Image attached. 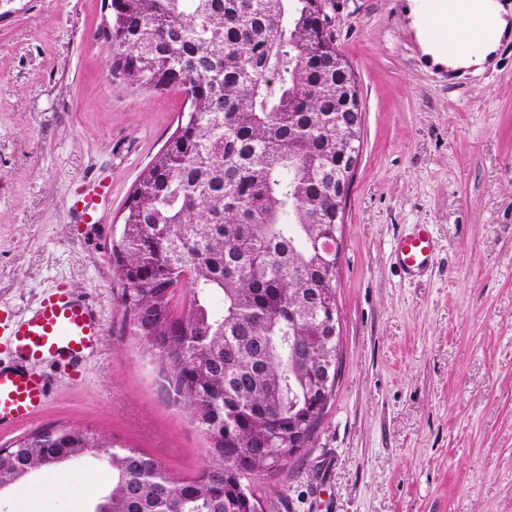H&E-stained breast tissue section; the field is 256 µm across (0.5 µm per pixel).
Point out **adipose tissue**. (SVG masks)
Segmentation results:
<instances>
[{"label": "adipose tissue", "mask_w": 512, "mask_h": 512, "mask_svg": "<svg viewBox=\"0 0 512 512\" xmlns=\"http://www.w3.org/2000/svg\"><path fill=\"white\" fill-rule=\"evenodd\" d=\"M441 2L442 0H408L407 15L426 62L451 69L482 70L493 65L499 46L512 36V10L505 7L503 0H468L469 17L481 22L485 33L480 39L465 45L459 53L451 56L429 34L431 21Z\"/></svg>", "instance_id": "obj_1"}]
</instances>
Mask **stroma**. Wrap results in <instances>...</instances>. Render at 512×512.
I'll return each mask as SVG.
<instances>
[{"label":"stroma","mask_w":512,"mask_h":512,"mask_svg":"<svg viewBox=\"0 0 512 512\" xmlns=\"http://www.w3.org/2000/svg\"><path fill=\"white\" fill-rule=\"evenodd\" d=\"M108 0H17L0 20V308L27 316L67 286L101 329L81 377L39 363L52 423L147 451L192 476L206 441L161 392L119 303L112 238L139 174L187 108L177 88L110 76ZM363 147L336 273L340 358L311 448L256 484L265 512H512V41L481 73L425 65L407 0H334ZM91 195L98 221L75 207ZM437 252L409 278L397 241ZM109 479L70 460L0 493V512H90ZM435 241L427 225L419 224L412 233L400 238L395 247L398 264L410 274H420L433 263Z\"/></svg>","instance_id":"stroma-1"}]
</instances>
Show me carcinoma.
<instances>
[{
    "instance_id": "1",
    "label": "carcinoma",
    "mask_w": 512,
    "mask_h": 512,
    "mask_svg": "<svg viewBox=\"0 0 512 512\" xmlns=\"http://www.w3.org/2000/svg\"><path fill=\"white\" fill-rule=\"evenodd\" d=\"M336 16L310 0H111L110 75L177 86L189 109L126 199L112 261L133 335L206 440L178 475L141 448L47 426L0 448V484L83 457L109 481L91 512H262L255 480L283 470L309 380L336 388L324 320L336 273L311 268L336 229Z\"/></svg>"
}]
</instances>
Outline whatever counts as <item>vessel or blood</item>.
I'll list each match as a JSON object with an SVG mask.
<instances>
[{
    "label": "vessel or blood",
    "mask_w": 512,
    "mask_h": 512,
    "mask_svg": "<svg viewBox=\"0 0 512 512\" xmlns=\"http://www.w3.org/2000/svg\"><path fill=\"white\" fill-rule=\"evenodd\" d=\"M437 16L431 25L433 35H440L444 20L456 29L455 38L447 43L452 54L475 38L481 28L479 22L465 19L464 0H445ZM434 256L435 241L424 224L400 238L395 247L398 264L411 274L426 271ZM98 333L90 305L65 287L44 295L29 316L12 321L5 347L15 362L0 365V429L35 421L47 402L49 385L44 376L33 371L34 363H60L69 367L72 375H81L83 354Z\"/></svg>",
    "instance_id": "1"
}]
</instances>
